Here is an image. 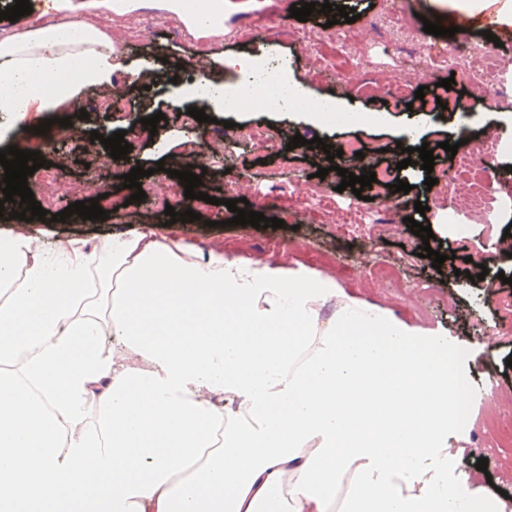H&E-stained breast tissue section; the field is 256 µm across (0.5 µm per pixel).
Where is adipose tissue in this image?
Instances as JSON below:
<instances>
[{
    "label": "adipose tissue",
    "instance_id": "1",
    "mask_svg": "<svg viewBox=\"0 0 512 512\" xmlns=\"http://www.w3.org/2000/svg\"><path fill=\"white\" fill-rule=\"evenodd\" d=\"M113 12L0 40L1 138L116 89ZM464 380L447 333L284 259L0 233V512H512L448 446Z\"/></svg>",
    "mask_w": 512,
    "mask_h": 512
}]
</instances>
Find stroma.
I'll use <instances>...</instances> for the list:
<instances>
[{"mask_svg":"<svg viewBox=\"0 0 512 512\" xmlns=\"http://www.w3.org/2000/svg\"><path fill=\"white\" fill-rule=\"evenodd\" d=\"M272 0H226L224 4L225 28L248 27L257 35L240 42L231 38L217 44V51L225 55L273 53L290 62L288 76L302 83L312 97L338 100L345 110L371 112L380 115L377 123L357 127L327 129L297 121L293 116L280 112L244 110L235 113H218V120L239 125H255L268 128L278 141L274 152L256 149L248 144L240 145L232 163L253 173L254 178L240 190V197L248 200L249 210L263 213L268 218L283 220V227L256 228L249 225H231V211L220 200L224 196V170L218 166L207 167L202 179V192L214 197V204L201 210L200 220L180 225L183 241L194 248L223 245L224 241H242L243 254L260 257V243L266 239L277 240L289 266L308 269H328L337 283L347 292L367 302L391 309L398 316L422 325L440 328L448 333L449 341L461 352L460 366L465 373L474 397V420L469 437L449 435L448 444L457 451V460L474 485H490L512 495V446L503 445L500 431L512 417V368L506 361L512 357V322L503 319L497 308V298L512 296V286L497 284L486 287L479 280L480 270L489 275L512 276V258H491L489 247L503 236L512 225V205L500 201L496 204L498 219L492 224H477L473 235L463 238L441 230V213L434 207V194L424 185L426 172L417 165L399 170L400 180L409 182L408 197L421 201L427 212L423 224L438 225L439 230L430 239L431 248L441 249L447 259L441 268H433L431 259L418 257L422 244L420 237L412 234L409 227L399 225L396 233L381 232L374 240L355 241L343 237L335 225L322 223L318 215L300 214L299 211L265 200L264 188L271 181H297L303 187L328 188V181L317 178L315 165L320 157L317 151L308 149L306 143L289 148L290 138L296 135L307 140L321 138L325 143H362L368 150H377L382 160H389V152L395 149L401 127L420 118L421 100L414 93L400 99L387 101L371 99L363 88L378 79L381 74L393 71L392 61L380 49L361 46L364 59L361 68L353 70L347 79L338 80L330 74H315L313 66L302 48L293 41H268L269 32L293 29L299 22L291 17L288 9H272ZM413 13L427 20H438L440 25L455 21L464 34L478 37L487 30L502 43V54L512 56V0H480L481 8L472 16L453 19L451 11L440 0H410ZM175 19L160 13L150 36L136 43L118 46L117 53L124 68L135 66L141 59L157 61L159 81L151 89L130 87L126 106L120 111L95 108L94 92H87L78 108L72 109L71 118L77 119L84 131H98L103 136L128 129L134 117H150L162 113L157 133L151 140L142 142L128 158L115 160L96 171L85 168L82 157L85 142L71 138L65 127L52 124L46 134L28 133L26 142L30 150L39 152L44 159L56 161L58 156L70 160L62 176L70 182L94 183L110 190L113 197L121 200L122 208L111 213L106 220H84L71 216L63 222H46V229L59 236H77L91 243H98L113 236H120L138 229L149 205L131 202V189L123 185V174L136 166L149 169L156 162L172 166L184 153L187 142L209 141L211 123H186L182 120L191 101L183 83L177 82L180 70H191L194 65L196 44L189 34L174 36ZM420 68L426 75L427 86H434L442 79H452L448 92L450 99L461 101L476 114L480 121L495 124L502 134L512 133V101L495 95H474L471 91L478 72L467 67L448 64L437 66L429 58H422ZM324 248L341 257V264L325 267L316 254ZM373 263L387 260L403 265V277L408 285L404 288H385L368 279L366 272L357 268V261ZM487 458L486 471H479V458Z\"/></svg>","mask_w":512,"mask_h":512,"instance_id":"obj_1","label":"stroma"}]
</instances>
